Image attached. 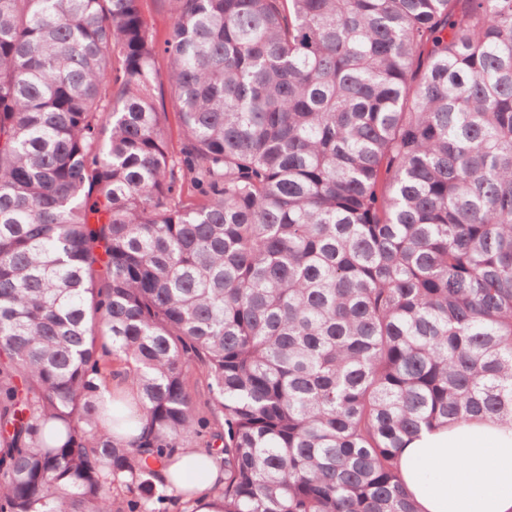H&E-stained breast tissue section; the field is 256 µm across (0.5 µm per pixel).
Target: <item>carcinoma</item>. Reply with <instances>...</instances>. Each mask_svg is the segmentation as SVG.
Instances as JSON below:
<instances>
[{
	"mask_svg": "<svg viewBox=\"0 0 512 512\" xmlns=\"http://www.w3.org/2000/svg\"><path fill=\"white\" fill-rule=\"evenodd\" d=\"M171 2L0 0V512L146 507L192 361L223 512H419L406 440L512 421V0ZM143 9L150 19L157 39L163 41L169 33L173 15L168 0H143ZM158 86L156 97L161 112H166L168 126V147L174 154H179L183 149V138L180 132L176 109L172 103L171 93L167 80V62L161 56L158 59ZM122 392L129 399L138 397V388L136 384L128 377H126L124 368L119 362L112 364V373L104 384L100 386L99 397L107 398L110 392Z\"/></svg>",
	"mask_w": 512,
	"mask_h": 512,
	"instance_id": "carcinoma-1",
	"label": "carcinoma"
}]
</instances>
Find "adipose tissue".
<instances>
[{"label":"adipose tissue","instance_id":"1","mask_svg":"<svg viewBox=\"0 0 512 512\" xmlns=\"http://www.w3.org/2000/svg\"><path fill=\"white\" fill-rule=\"evenodd\" d=\"M401 469L420 512H512V422L421 431L403 448ZM156 470L167 490L188 492L197 512H221L219 456L182 448Z\"/></svg>","mask_w":512,"mask_h":512}]
</instances>
